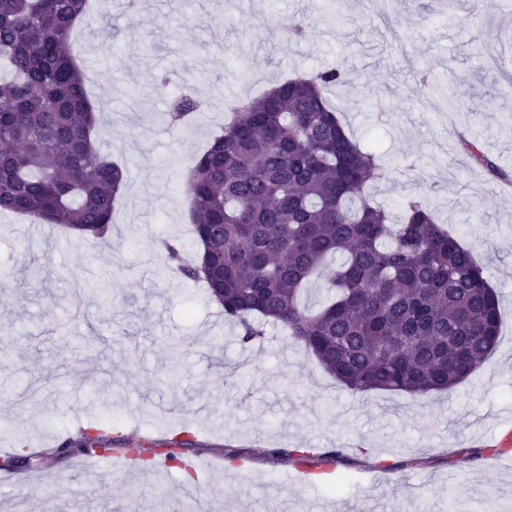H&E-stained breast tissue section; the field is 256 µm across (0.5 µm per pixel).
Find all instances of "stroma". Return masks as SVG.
<instances>
[{
    "label": "stroma",
    "mask_w": 512,
    "mask_h": 512,
    "mask_svg": "<svg viewBox=\"0 0 512 512\" xmlns=\"http://www.w3.org/2000/svg\"><path fill=\"white\" fill-rule=\"evenodd\" d=\"M72 52L93 102L108 105L98 146L125 164L109 244L0 213V440L60 455L27 474L0 470L16 512H512V464L487 470L496 427L512 425V188L460 150L471 133L512 171V0H109ZM303 24L302 41L288 32ZM337 65L330 95L348 133L388 181L367 194L399 217L416 197L471 250L501 297L500 342L447 392L411 398L343 388L276 324L242 344L203 285L176 273L165 246L196 245L185 174L223 110L270 84ZM173 77L159 87L156 76ZM194 121L160 122L180 88ZM185 341L179 361L171 337ZM111 422L116 436L165 440L189 430L193 477L63 454ZM338 448L331 474L297 479L271 448ZM242 455L229 465L228 455Z\"/></svg>",
    "instance_id": "1"
}]
</instances>
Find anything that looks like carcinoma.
<instances>
[{
	"instance_id": "cac0c4a2",
	"label": "carcinoma",
	"mask_w": 512,
	"mask_h": 512,
	"mask_svg": "<svg viewBox=\"0 0 512 512\" xmlns=\"http://www.w3.org/2000/svg\"><path fill=\"white\" fill-rule=\"evenodd\" d=\"M88 0H0V211L62 224L101 241L126 169L101 154L98 115L70 37ZM346 82L339 68L295 77L256 100L229 107L231 120L186 177L185 193L203 264L171 260L205 282L244 344L281 324L343 386L408 396L447 391L481 369L500 340L497 294L471 251L438 224L428 206L407 202L394 224L365 195L387 179L330 104ZM191 89L166 121L186 125ZM473 163L503 187L512 172L462 136ZM326 275L334 297L316 311L300 303L311 278ZM81 453L112 452L106 425L65 443ZM302 466L333 463L323 453L270 448ZM39 468L43 455L8 457Z\"/></svg>"
}]
</instances>
